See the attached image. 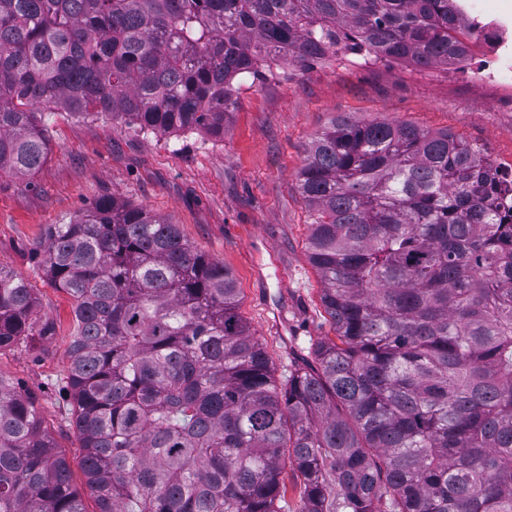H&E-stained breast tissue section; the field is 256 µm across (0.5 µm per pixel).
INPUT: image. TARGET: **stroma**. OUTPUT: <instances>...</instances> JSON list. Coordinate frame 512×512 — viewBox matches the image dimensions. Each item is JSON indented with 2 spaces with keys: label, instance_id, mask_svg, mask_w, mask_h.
<instances>
[{
  "label": "stroma",
  "instance_id": "obj_1",
  "mask_svg": "<svg viewBox=\"0 0 512 512\" xmlns=\"http://www.w3.org/2000/svg\"><path fill=\"white\" fill-rule=\"evenodd\" d=\"M339 115L446 129L480 147L493 166L512 167V112L495 111L477 86L449 82L443 67L330 55L276 80L245 83L223 140L142 133L95 113L58 111L47 116L50 146L37 172L0 175V266L30 284L37 314L56 325L55 336L35 347L0 351V374L36 396L76 487L84 485L77 433L57 393L69 366L71 300L30 260V249L48 225L67 223L100 198L146 207L230 269L239 312L264 342L276 378L285 379L314 364L316 343L333 334L308 259L310 209L297 174L306 146ZM280 309L284 329L274 322Z\"/></svg>",
  "mask_w": 512,
  "mask_h": 512
}]
</instances>
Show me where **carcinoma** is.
I'll list each match as a JSON object with an SVG mask.
<instances>
[{
  "instance_id": "1",
  "label": "carcinoma",
  "mask_w": 512,
  "mask_h": 512,
  "mask_svg": "<svg viewBox=\"0 0 512 512\" xmlns=\"http://www.w3.org/2000/svg\"><path fill=\"white\" fill-rule=\"evenodd\" d=\"M455 0H0V173L42 110L141 132L224 123L262 63L448 64ZM307 252L335 338L280 382L224 262L116 196L32 254L72 299L60 380L96 512H512V205L448 130L340 116L305 149ZM0 266V351L56 333ZM36 398L0 375V512H86Z\"/></svg>"
}]
</instances>
